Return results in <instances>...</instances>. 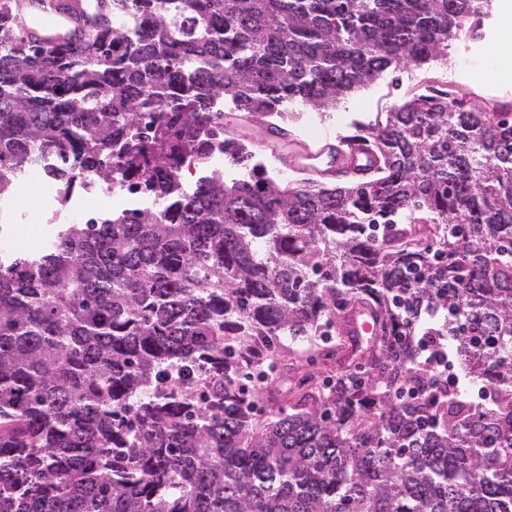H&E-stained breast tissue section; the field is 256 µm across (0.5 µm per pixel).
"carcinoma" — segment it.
Here are the masks:
<instances>
[{
	"label": "carcinoma",
	"mask_w": 512,
	"mask_h": 512,
	"mask_svg": "<svg viewBox=\"0 0 512 512\" xmlns=\"http://www.w3.org/2000/svg\"><path fill=\"white\" fill-rule=\"evenodd\" d=\"M488 0H112L83 40L0 7V197L36 152L164 203L62 224L0 263V512H512V112L415 93L371 167L283 188L211 111L282 130L478 36ZM224 151L230 182L175 178ZM358 302L375 340L256 410L255 361L315 364ZM448 331L485 399L428 381ZM421 355L433 368V379L448 380V360L440 363L432 359L434 351H448V336H428Z\"/></svg>",
	"instance_id": "1"
}]
</instances>
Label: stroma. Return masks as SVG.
<instances>
[{
	"label": "stroma",
	"instance_id": "obj_1",
	"mask_svg": "<svg viewBox=\"0 0 512 512\" xmlns=\"http://www.w3.org/2000/svg\"><path fill=\"white\" fill-rule=\"evenodd\" d=\"M437 88L456 92L471 102L512 105V49L502 46L499 19L486 20L481 38L460 33L447 58L417 67L405 65L361 89L325 113L312 112L300 102L285 104L289 128L298 149L312 152L335 142L357 121L400 105L409 95Z\"/></svg>",
	"mask_w": 512,
	"mask_h": 512
}]
</instances>
